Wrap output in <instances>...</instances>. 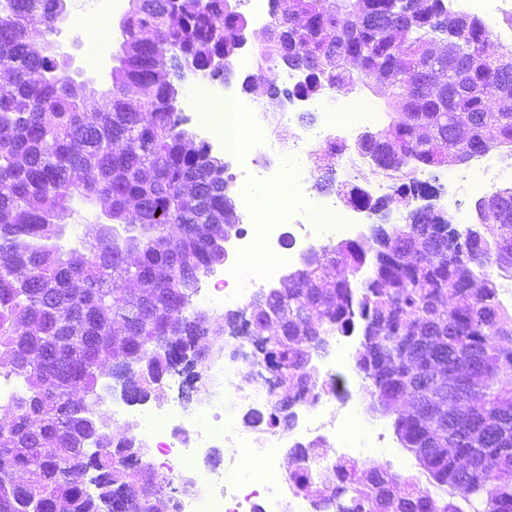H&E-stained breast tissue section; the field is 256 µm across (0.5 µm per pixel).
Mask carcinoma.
<instances>
[{
	"mask_svg": "<svg viewBox=\"0 0 512 512\" xmlns=\"http://www.w3.org/2000/svg\"><path fill=\"white\" fill-rule=\"evenodd\" d=\"M122 21L112 88L86 117L94 90L68 72L49 42L66 0H0V64L13 90L0 95V375L20 382L0 416V512H168L149 493L157 470L98 455L105 415L100 378L129 380V403L159 400L168 369L201 334L220 345L237 314L197 318L200 280L224 266V241L241 232L225 166L188 142L172 67L184 59L203 81L234 70L238 32L249 20L230 0H145ZM260 57L302 59L299 84L268 81L278 98H320L357 82L391 88L398 118L375 141L336 140L314 152L369 159L370 175L410 199L418 168H441L512 149V68L487 51L484 23L446 0H270ZM42 32L37 48L30 33ZM453 56H432L437 38ZM430 68L439 91L422 78ZM500 190L475 201L478 222L453 228L451 247L426 243L419 210L399 225L318 248L288 287L249 301L264 359L291 390L319 397L340 388L309 368L319 336L362 327L354 362L372 405L407 401L393 427L421 476L344 462L333 476L290 475L337 512H512V305L488 273L512 278V198L488 213ZM346 204L380 210L385 197L357 184ZM100 209L88 252L65 241L60 221ZM195 269L185 280L176 264ZM328 267L341 269L331 280ZM426 339L420 348L415 340ZM475 375L467 374L473 363ZM252 422L291 423L280 402ZM479 466L465 484L455 475Z\"/></svg>",
	"mask_w": 512,
	"mask_h": 512,
	"instance_id": "obj_1",
	"label": "carcinoma"
}]
</instances>
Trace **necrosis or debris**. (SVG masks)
Returning <instances> with one entry per match:
<instances>
[{
    "instance_id": "necrosis-or-debris-1",
    "label": "necrosis or debris",
    "mask_w": 512,
    "mask_h": 512,
    "mask_svg": "<svg viewBox=\"0 0 512 512\" xmlns=\"http://www.w3.org/2000/svg\"><path fill=\"white\" fill-rule=\"evenodd\" d=\"M194 90L216 104L217 117L208 120L206 126L222 144L225 156L241 160L254 182L288 188V206L276 219L225 242L228 277L205 282L197 290L203 304L241 309L254 290L282 281L289 268L299 266L302 257L322 241L360 238L363 231L359 212L321 194L310 167L298 164L285 172L278 170L262 141L267 112L261 100L255 98L244 105L238 97L205 84L195 85ZM298 105L320 114L319 121L294 141L298 155L310 142L329 140L336 128L353 130L381 119L368 99L359 100L357 110L351 112H327L322 103L309 99L299 100ZM246 134L253 143L248 151L240 145ZM259 248L269 255V262L256 270L242 269V261ZM210 369L219 388L210 402L195 411H185L175 404L129 405L124 409L135 420L141 438L156 446L163 468L176 473L194 472L197 488L184 499L182 512H324L317 500L301 497L295 483L279 475L278 459L283 453L280 433L268 427L249 436L237 425L240 414L267 406L272 397L268 383L257 380L243 394L239 391L242 364L216 359ZM297 405L305 428L327 430L345 455H360L382 441L381 434L359 416L350 389L325 392L314 404L303 397ZM218 449L228 456L229 465L220 468L210 464V455ZM243 454L260 460L261 471L252 475L239 472L236 461Z\"/></svg>"
}]
</instances>
